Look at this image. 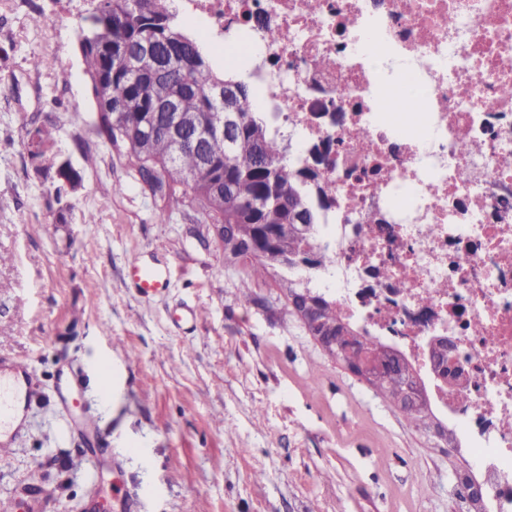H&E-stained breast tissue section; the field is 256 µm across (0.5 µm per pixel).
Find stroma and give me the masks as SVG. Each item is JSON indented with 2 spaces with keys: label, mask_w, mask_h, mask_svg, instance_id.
Returning <instances> with one entry per match:
<instances>
[{
  "label": "stroma",
  "mask_w": 512,
  "mask_h": 512,
  "mask_svg": "<svg viewBox=\"0 0 512 512\" xmlns=\"http://www.w3.org/2000/svg\"><path fill=\"white\" fill-rule=\"evenodd\" d=\"M86 0H0V354L41 383L24 435L0 459V512H478L450 415L407 420L311 336L275 272L233 257L183 188L154 195L97 132L78 54ZM42 57L32 67V57ZM83 174L59 229L49 181L28 155L32 126ZM122 193H112L113 184ZM94 213V223L83 220ZM165 268L141 296L131 262ZM205 311L196 322L186 307ZM82 375L76 405L56 392ZM99 419L110 458L71 433Z\"/></svg>",
  "instance_id": "obj_1"
}]
</instances>
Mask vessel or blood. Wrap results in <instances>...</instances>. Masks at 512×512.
Instances as JSON below:
<instances>
[{"mask_svg":"<svg viewBox=\"0 0 512 512\" xmlns=\"http://www.w3.org/2000/svg\"><path fill=\"white\" fill-rule=\"evenodd\" d=\"M131 278L135 288L146 297L166 285L162 272L132 264ZM39 388V382L28 363L0 356V456L7 454L24 429L27 400Z\"/></svg>","mask_w":512,"mask_h":512,"instance_id":"vessel-or-blood-1","label":"vessel or blood"}]
</instances>
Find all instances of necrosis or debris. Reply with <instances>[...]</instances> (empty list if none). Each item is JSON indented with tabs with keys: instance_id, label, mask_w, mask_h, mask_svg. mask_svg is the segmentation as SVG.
I'll use <instances>...</instances> for the list:
<instances>
[{
	"instance_id": "obj_1",
	"label": "necrosis or debris",
	"mask_w": 512,
	"mask_h": 512,
	"mask_svg": "<svg viewBox=\"0 0 512 512\" xmlns=\"http://www.w3.org/2000/svg\"><path fill=\"white\" fill-rule=\"evenodd\" d=\"M178 2L244 48L236 67L289 164L318 170L312 244L332 261L293 275L369 338L400 343L473 448L488 512H512V0ZM409 73L418 111L388 112ZM433 336L454 340L466 386L435 380Z\"/></svg>"
}]
</instances>
